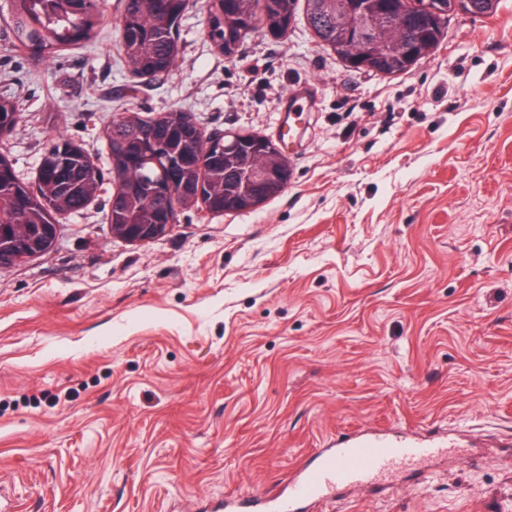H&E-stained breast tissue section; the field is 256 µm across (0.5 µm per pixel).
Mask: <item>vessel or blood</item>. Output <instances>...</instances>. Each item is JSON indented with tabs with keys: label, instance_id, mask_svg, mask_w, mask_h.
<instances>
[{
	"label": "vessel or blood",
	"instance_id": "obj_1",
	"mask_svg": "<svg viewBox=\"0 0 512 512\" xmlns=\"http://www.w3.org/2000/svg\"><path fill=\"white\" fill-rule=\"evenodd\" d=\"M289 117L288 134L297 136L304 110L303 97L293 93L283 99ZM457 443L452 435L388 434L356 431L334 440L314 465L299 469L285 492L266 504L248 495L225 501V512H301L303 505L320 502L332 493L357 488L383 487L387 477L449 455Z\"/></svg>",
	"mask_w": 512,
	"mask_h": 512
}]
</instances>
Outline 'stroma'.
<instances>
[{"instance_id":"35a3bbf8","label":"stroma","mask_w":512,"mask_h":512,"mask_svg":"<svg viewBox=\"0 0 512 512\" xmlns=\"http://www.w3.org/2000/svg\"><path fill=\"white\" fill-rule=\"evenodd\" d=\"M103 9L95 46L35 67L0 16V94L21 108L0 152L30 187L54 137L103 172L50 251L0 268L13 512H215L365 428L482 442L323 512H512V0L451 18L398 76L347 67L302 17L226 57L189 0L176 71L140 79L120 63V0ZM303 88L278 197L113 238L114 118L181 108L205 134L276 143L280 103Z\"/></svg>"}]
</instances>
